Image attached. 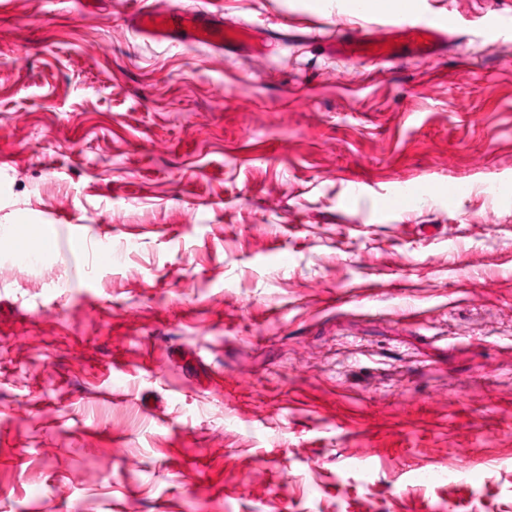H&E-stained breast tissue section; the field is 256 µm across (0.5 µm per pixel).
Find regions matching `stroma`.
Instances as JSON below:
<instances>
[{
  "label": "stroma",
  "mask_w": 512,
  "mask_h": 512,
  "mask_svg": "<svg viewBox=\"0 0 512 512\" xmlns=\"http://www.w3.org/2000/svg\"><path fill=\"white\" fill-rule=\"evenodd\" d=\"M180 2L288 38L0 0V512H512V0L366 66L390 12ZM131 20L134 30L142 36L218 52L251 48L250 41L257 32L251 25L224 26V18L199 8L158 9L154 4L145 5L131 15ZM18 236L22 241V248L18 258L25 264H34L39 261V257L26 256L39 254L43 251L53 248L57 243V238L53 234H41L36 229V223L23 221L18 224ZM63 245L67 251L84 254L90 251L93 263L96 266L107 267L112 264V251L103 244L91 245L89 234L80 226L73 225L66 234Z\"/></svg>",
  "instance_id": "35a3bbf8"
}]
</instances>
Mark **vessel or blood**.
Segmentation results:
<instances>
[{"label": "vessel or blood", "mask_w": 512, "mask_h": 512, "mask_svg": "<svg viewBox=\"0 0 512 512\" xmlns=\"http://www.w3.org/2000/svg\"><path fill=\"white\" fill-rule=\"evenodd\" d=\"M134 30L140 35L157 41L182 46L205 47L218 52H232L249 47L256 29L251 25H226L223 18L205 10L167 8L146 5L131 16ZM455 26L452 16L442 13L417 14L407 9L403 19L391 26L382 37L367 34L339 35L331 41L330 49L344 60L380 64L394 61L402 53L419 57L439 53L448 39L449 30ZM18 236L22 241V255L38 254L63 243L66 250L90 253L92 261L100 267L110 266L112 251L103 244H91L88 233L80 226H73L64 240L40 233L35 223L22 222Z\"/></svg>", "instance_id": "1"}]
</instances>
